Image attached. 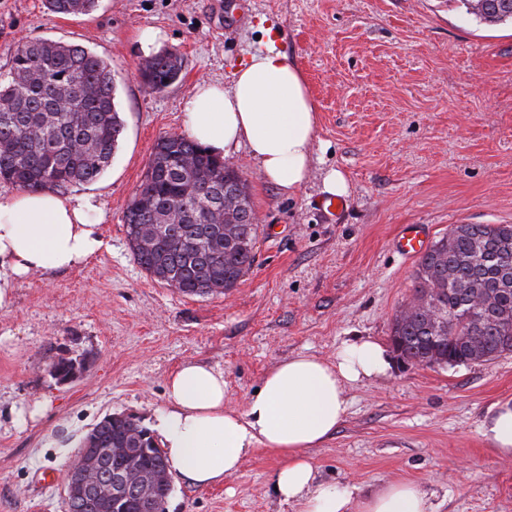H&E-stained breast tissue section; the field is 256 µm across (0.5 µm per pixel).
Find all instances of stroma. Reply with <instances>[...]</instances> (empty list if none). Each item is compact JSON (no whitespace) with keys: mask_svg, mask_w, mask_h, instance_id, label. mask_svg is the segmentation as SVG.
Masks as SVG:
<instances>
[{"mask_svg":"<svg viewBox=\"0 0 512 512\" xmlns=\"http://www.w3.org/2000/svg\"><path fill=\"white\" fill-rule=\"evenodd\" d=\"M265 26L313 98L311 171L288 197L246 149L229 155L256 213L255 262L230 294L185 295L136 263L125 211L158 138L184 134L196 85L230 84ZM30 38L111 63L125 129L105 173L69 190L98 201L102 249L70 270L29 274L0 310V512H61L85 435L113 413L153 427L183 362L222 369L224 401L241 409L290 355L330 360L346 341L389 343L418 264L394 247L403 225H429L434 241L453 224H512V24L478 23L459 0H102L82 17L0 0V71ZM162 50L182 72L146 91L138 71ZM332 168L349 185L333 216L319 206ZM61 357L84 364L66 384L51 373ZM348 397L336 434L309 451L322 480L364 495L413 480L433 512H512V460L480 432L489 408L512 398V354L396 364ZM279 464L258 448L219 486L173 475L166 512H295L272 494Z\"/></svg>","mask_w":512,"mask_h":512,"instance_id":"1","label":"stroma"}]
</instances>
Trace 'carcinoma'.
<instances>
[{
  "instance_id": "obj_1",
  "label": "carcinoma",
  "mask_w": 512,
  "mask_h": 512,
  "mask_svg": "<svg viewBox=\"0 0 512 512\" xmlns=\"http://www.w3.org/2000/svg\"><path fill=\"white\" fill-rule=\"evenodd\" d=\"M465 12L486 25L512 18H490L471 0ZM99 0H46L61 15H89ZM182 69L174 54L152 56L139 81L155 90L175 82ZM124 130L116 103L112 67L78 44L39 38L18 43L6 76H0V182L22 190H66L97 180L111 165ZM243 196L245 217L223 233L209 210L210 196L224 183ZM180 201L176 231L155 238L153 250L138 248L134 228L150 216L171 223L172 203ZM126 234L137 264L156 282L179 292L204 296L235 288L253 265L256 217L239 171L224 165L184 135L160 137L142 183L125 212ZM415 290L430 288L441 321L416 311L393 324L391 342L413 365L447 366L475 361V350L492 361L512 353V224H456L423 254L414 273ZM490 292L472 311L470 289ZM129 419L104 417L89 432L103 448H120ZM152 455L158 496L171 491L163 482L166 455L154 436L145 439ZM96 512H136L135 504L106 499Z\"/></svg>"
}]
</instances>
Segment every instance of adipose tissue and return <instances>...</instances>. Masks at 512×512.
Segmentation results:
<instances>
[{"mask_svg":"<svg viewBox=\"0 0 512 512\" xmlns=\"http://www.w3.org/2000/svg\"><path fill=\"white\" fill-rule=\"evenodd\" d=\"M187 136L215 157L246 148L262 176L293 195L307 180L316 138V112L299 68L267 39L239 66L230 85L198 84L185 103ZM91 196L22 190L0 202V309L19 280L40 270L81 264L101 250L90 217ZM387 348L373 339L348 341L334 359L298 353L262 379L243 409L224 402L222 370L183 363L165 385L167 406L156 418L170 472L199 486L223 483L257 448L279 458L272 489L297 512H432L427 493L399 480L360 497L355 487L317 478L309 449L333 436L345 419L348 390L386 375ZM481 433L498 456L512 458V400L493 405Z\"/></svg>","mask_w":512,"mask_h":512,"instance_id":"obj_1","label":"adipose tissue"}]
</instances>
